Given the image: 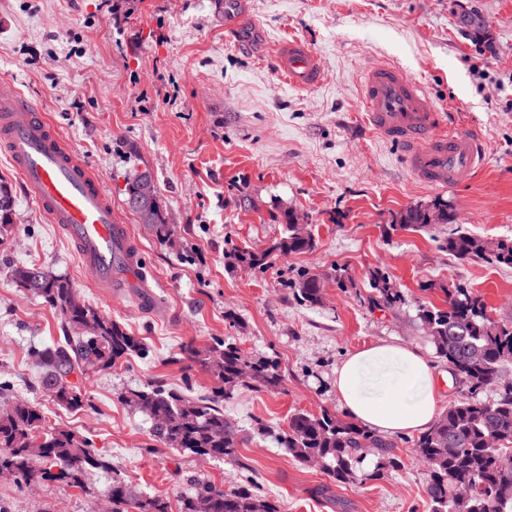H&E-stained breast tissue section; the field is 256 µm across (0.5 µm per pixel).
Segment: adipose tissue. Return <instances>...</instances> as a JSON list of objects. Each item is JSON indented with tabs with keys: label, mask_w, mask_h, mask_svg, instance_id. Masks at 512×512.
<instances>
[{
	"label": "adipose tissue",
	"mask_w": 512,
	"mask_h": 512,
	"mask_svg": "<svg viewBox=\"0 0 512 512\" xmlns=\"http://www.w3.org/2000/svg\"><path fill=\"white\" fill-rule=\"evenodd\" d=\"M440 371L420 348L377 340L349 352L333 385L345 414L376 436H411L439 416Z\"/></svg>",
	"instance_id": "obj_1"
}]
</instances>
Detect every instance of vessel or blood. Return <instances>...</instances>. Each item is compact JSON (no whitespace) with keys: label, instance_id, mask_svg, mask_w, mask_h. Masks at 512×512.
<instances>
[{"label":"vessel or blood","instance_id":"vessel-or-blood-1","mask_svg":"<svg viewBox=\"0 0 512 512\" xmlns=\"http://www.w3.org/2000/svg\"><path fill=\"white\" fill-rule=\"evenodd\" d=\"M224 24L251 28L247 0H224ZM275 59L281 77L296 88L323 82L318 55L296 39L282 41ZM368 123L402 149L411 173L436 187L469 180L484 161L476 131H447L425 89L385 65L367 71L363 90ZM0 149L21 176L40 212L71 239L82 266L101 288L116 287V268L139 273L140 259L119 223L102 181L75 149L11 82L0 81Z\"/></svg>","mask_w":512,"mask_h":512}]
</instances>
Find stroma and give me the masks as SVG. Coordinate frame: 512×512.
<instances>
[{
  "label": "stroma",
  "instance_id": "stroma-1",
  "mask_svg": "<svg viewBox=\"0 0 512 512\" xmlns=\"http://www.w3.org/2000/svg\"><path fill=\"white\" fill-rule=\"evenodd\" d=\"M218 0H0V79L11 81L58 128L103 182L120 223L141 256L149 305L135 288L113 295L96 288L58 225L32 201L0 152V184L15 201L14 231L0 243V407L28 401L46 425L74 431L109 459L110 470L85 475V489L62 483L17 485L0 478L9 512H97L113 478L144 497L176 500L192 479L231 489L252 474L279 512H428L426 470L413 439L391 438L402 470L380 481L330 484L272 439L274 428L304 411L339 412L337 364L350 350L396 338L431 351L420 305H442L456 284L482 296L488 315L512 321V269L489 260L460 262L441 251L434 233L385 236L393 214L435 198L448 202L465 230L512 238V0H249L261 49L248 50L225 30ZM476 11L488 42L457 23ZM304 40L325 77L314 89L284 83L272 46ZM482 62L490 77L474 76ZM400 67L427 91L452 129L483 137L485 165L443 189L419 182L399 148L368 125L361 97L366 71ZM150 170L173 228L159 242L126 204L129 177ZM295 210L313 234V251L281 258L263 272L231 270L226 241L265 248ZM38 264L66 276L85 300L112 317L148 351L121 368L83 379L87 405L67 409L50 396L33 350L61 342L63 332L43 300L17 287L11 267ZM344 267L354 288H325L321 305L297 304L287 281L298 269L321 275ZM386 271L401 304L375 306L369 273ZM231 338L247 352L275 357L280 392L244 391L224 403L246 434L241 461L169 449L148 417L118 397L125 388L175 386L211 394L212 378L187 370L184 344L198 348Z\"/></svg>",
  "mask_w": 512,
  "mask_h": 512
}]
</instances>
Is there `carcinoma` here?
<instances>
[{"mask_svg":"<svg viewBox=\"0 0 512 512\" xmlns=\"http://www.w3.org/2000/svg\"><path fill=\"white\" fill-rule=\"evenodd\" d=\"M13 214L12 195L0 185V241L12 233ZM439 214L448 225V235L440 243L448 255L460 261L489 259L512 268V239L475 236L455 227L456 216L448 213V203L437 198L392 215L384 230H427ZM282 218L286 231L270 247L248 251L232 246L224 250L225 263L262 272L279 257L315 248L313 235L298 237L297 213L288 210ZM147 227L161 243L172 235L158 204ZM36 268V264L15 266L10 277L20 286L31 281L29 291L59 316L66 332L64 342L39 351L37 357L46 382L58 385L57 401L79 410L85 407V391L70 377L76 372L108 371L143 352L144 344L82 300L65 277L53 273L32 280ZM320 280V275L308 270L298 274L293 287L301 303H322ZM369 283L372 300L389 306L403 301L382 269L370 271ZM419 317L437 357L448 362L464 390L414 442V458L427 466L429 512H512V383L499 380L502 368L512 364V323L488 317L481 298L461 285L446 289V307L421 306ZM184 352L217 383L212 396L195 399L173 388L151 385L129 389L120 398L152 420L153 436L163 445L237 462L244 436L224 415L221 402L244 389L279 392L284 384L279 364L269 356L249 354L228 340L201 350L189 344ZM489 390L495 391V398L484 397ZM42 420L40 412L22 400L13 401L8 411L0 413V470L13 473L18 485L54 481L80 487L87 472L109 468V461L85 439L71 431L47 430ZM278 440L299 463L308 467L318 461L324 476L336 485L382 480L403 466L402 459L372 432L327 411L293 414ZM366 448L378 450L369 471L363 467ZM466 482L475 490L470 497L459 499L455 488ZM110 498L112 512H197L201 499L208 501L209 512H277L276 505L259 494V483L253 478L230 490L199 482L194 493L179 497L174 504L161 497L143 499L130 483L118 478L112 480Z\"/></svg>","mask_w":512,"mask_h":512,"instance_id":"obj_1","label":"carcinoma"}]
</instances>
